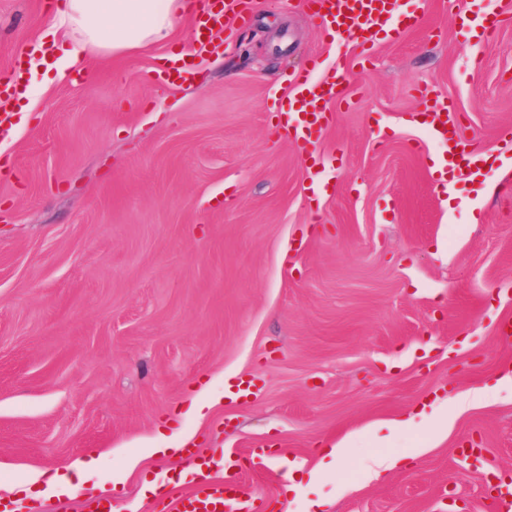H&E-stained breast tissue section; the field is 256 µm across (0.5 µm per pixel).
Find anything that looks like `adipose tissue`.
<instances>
[{"mask_svg":"<svg viewBox=\"0 0 512 512\" xmlns=\"http://www.w3.org/2000/svg\"><path fill=\"white\" fill-rule=\"evenodd\" d=\"M192 9L190 0H60L46 35L68 42L69 47L49 68L61 77L88 54L115 58L171 44ZM504 386H512V375L499 374L495 385L456 395L433 408L429 415L433 437L448 433L458 413L494 402ZM99 464V456L92 454L65 469L26 472L17 482L29 486L37 497L54 501L75 490L76 472L95 471Z\"/></svg>","mask_w":512,"mask_h":512,"instance_id":"obj_1","label":"adipose tissue"}]
</instances>
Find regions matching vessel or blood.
I'll use <instances>...</instances> for the list:
<instances>
[{"instance_id":"obj_1","label":"vessel or blood","mask_w":512,"mask_h":512,"mask_svg":"<svg viewBox=\"0 0 512 512\" xmlns=\"http://www.w3.org/2000/svg\"><path fill=\"white\" fill-rule=\"evenodd\" d=\"M312 9L320 27L330 36L342 40H359L369 44L396 25H421L423 16L417 9L406 8L403 0H302ZM205 7L195 18L196 36L189 50L196 56L210 52L215 35L225 22L247 24V0H204ZM22 66L14 57L9 75L0 78V105L17 92ZM317 60L301 67L296 76V91L280 107V121L287 129L291 143L304 161H315L313 137L329 120L328 104L335 100L341 71L318 76ZM453 112L434 113L429 125L432 137L446 145L444 170L449 182L472 179L481 175L483 152L463 140L456 128ZM187 492L170 498V512H262L258 495L241 482L239 460L235 452H224L219 458L201 462Z\"/></svg>"}]
</instances>
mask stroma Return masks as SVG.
I'll return each mask as SVG.
<instances>
[{
    "label": "stroma",
    "instance_id": "stroma-1",
    "mask_svg": "<svg viewBox=\"0 0 512 512\" xmlns=\"http://www.w3.org/2000/svg\"><path fill=\"white\" fill-rule=\"evenodd\" d=\"M58 0H0V73L14 54L33 109L0 137V482L101 455L90 492L127 505L144 482L187 490L196 460L280 445L314 463L353 436L329 479L285 494L243 465V485L288 512H489L483 475L512 477V389L461 415L413 464L365 482L373 457L423 447L430 421H390L512 369V0H418L424 21L369 52L325 38L300 0H252L195 81L157 73L168 50L86 55L48 81L36 52ZM498 14L484 29L481 16ZM346 71L312 172L278 121L309 59ZM428 88L419 99V88ZM447 103L488 158L454 192L427 129ZM329 182L318 194L317 182ZM251 380L249 399L227 382ZM206 397L204 417L190 413ZM183 432L191 456L108 475L147 439ZM465 441L480 459L456 453Z\"/></svg>",
    "mask_w": 512,
    "mask_h": 512
}]
</instances>
